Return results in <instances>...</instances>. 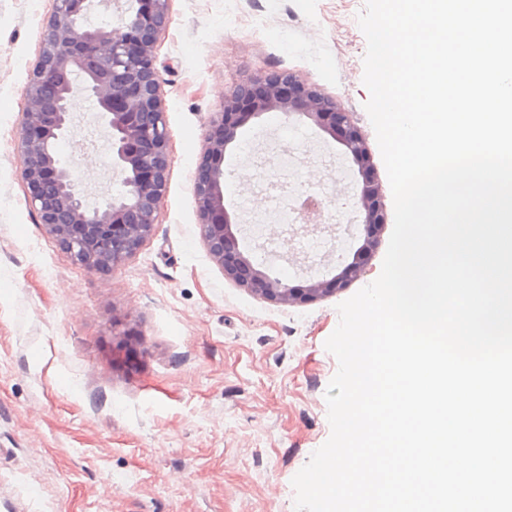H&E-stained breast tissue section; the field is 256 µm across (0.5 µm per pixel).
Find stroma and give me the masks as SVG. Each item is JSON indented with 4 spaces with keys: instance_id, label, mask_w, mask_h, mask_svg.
<instances>
[{
    "instance_id": "stroma-1",
    "label": "stroma",
    "mask_w": 512,
    "mask_h": 512,
    "mask_svg": "<svg viewBox=\"0 0 512 512\" xmlns=\"http://www.w3.org/2000/svg\"><path fill=\"white\" fill-rule=\"evenodd\" d=\"M364 0H170L157 48L169 131L165 199L152 236L110 271L73 265L39 224L17 145L25 87L52 0H0V512H294L293 476L329 437L325 348L337 306L379 276L392 224L343 292L283 305L227 278L201 239L193 178L225 92L287 70L342 104L372 154L386 215L393 197L364 108ZM274 133L298 152L302 185L356 191L339 147L307 119L268 112L224 155L239 222L269 201L252 186ZM90 205L122 189L110 144L58 146ZM293 285L339 272L296 249L272 262Z\"/></svg>"
}]
</instances>
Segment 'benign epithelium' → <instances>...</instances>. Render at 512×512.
Instances as JSON below:
<instances>
[{
  "label": "benign epithelium",
  "mask_w": 512,
  "mask_h": 512,
  "mask_svg": "<svg viewBox=\"0 0 512 512\" xmlns=\"http://www.w3.org/2000/svg\"><path fill=\"white\" fill-rule=\"evenodd\" d=\"M92 0H54L39 60L25 88L21 176L38 223L75 265L109 270L134 255L151 236L167 191L169 132L156 68V47L169 23V0H136L124 25L91 28L84 17ZM84 77L83 91L96 99L112 143V167L124 191L90 206L81 181L61 162L57 148L73 131L72 76ZM267 112L306 118L342 146L361 178L354 195L363 242L331 279L292 286L255 264L240 249L239 224L225 205L224 153L239 128ZM193 192L199 229L210 259L239 286L275 303L314 302L343 291L364 271L379 229L386 223L373 160L350 113L319 88L289 71L260 74L224 94L211 120Z\"/></svg>",
  "instance_id": "7a95c632"
}]
</instances>
